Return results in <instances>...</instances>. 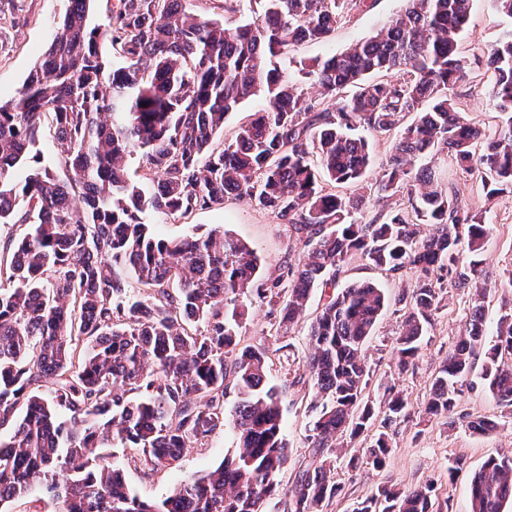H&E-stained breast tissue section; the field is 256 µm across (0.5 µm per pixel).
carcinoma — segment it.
<instances>
[{
    "instance_id": "obj_1",
    "label": "carcinoma",
    "mask_w": 512,
    "mask_h": 512,
    "mask_svg": "<svg viewBox=\"0 0 512 512\" xmlns=\"http://www.w3.org/2000/svg\"><path fill=\"white\" fill-rule=\"evenodd\" d=\"M90 2L68 0L23 89L0 101V224L27 225L0 240V427H11L0 440V509L38 484L60 512H263L289 458L288 388L305 378L316 390L310 460L285 495L288 512H320L340 490L336 449L372 425L365 352L389 306L374 283L336 288L343 265L358 256L410 276L396 339L401 371L448 289L486 296L492 225L460 203L432 161L451 156L489 200L512 193V32L487 56L499 113L491 131L453 97L468 78L460 35L472 0H404L368 39L300 61L298 44L326 41L374 0H211L220 19L194 13L191 0H115L102 29L89 27ZM245 3L251 18L229 21ZM102 35L120 66L104 61ZM293 64L318 95L290 79ZM259 92L266 107L213 147L226 116ZM46 122L63 180L27 166ZM358 130L391 138L376 177ZM133 152L146 189L128 174ZM364 189L382 204L368 221L357 217ZM229 197L294 228L304 245L297 267L263 281L256 251L219 228L176 239L151 231L156 214ZM316 288L328 295L308 331L303 374L270 386L266 350L239 346L238 328L256 296L276 331L288 332ZM482 309L474 306L438 369L429 418L457 406L481 347L482 379L512 410V313L489 341ZM198 322L205 331L194 330ZM382 401L384 422L407 417L396 386L383 388ZM226 425L236 454L159 502L132 494L104 453L108 444L129 448L154 471ZM390 451L381 432L349 465L380 468ZM432 491L429 481L403 491L380 485L351 512H434ZM508 501L512 455L490 457L471 477L470 512H503Z\"/></svg>"
}]
</instances>
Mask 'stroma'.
<instances>
[{
  "instance_id": "stroma-1",
  "label": "stroma",
  "mask_w": 512,
  "mask_h": 512,
  "mask_svg": "<svg viewBox=\"0 0 512 512\" xmlns=\"http://www.w3.org/2000/svg\"><path fill=\"white\" fill-rule=\"evenodd\" d=\"M402 6L403 0H376L370 10L351 14L339 22L327 42L299 45L295 55L310 58L338 53L351 43L370 37ZM66 8L67 0H0V99L9 100L21 90L29 72L54 39ZM510 30L512 20L497 14L493 0H472L470 20L461 35L464 55L471 65L470 79L455 88L454 99L460 111L489 127L496 122V111L488 94L492 72L485 57L488 48ZM437 166L445 182L458 189L461 202L484 211L494 226L486 257L498 282L483 303L486 331L491 334L501 313L512 308V194L486 199L475 178L458 170L451 158L440 157ZM217 227L251 245L263 260L262 275L266 278L277 277L286 265L297 264L302 252L290 225L239 199H229L223 206L186 215L160 214L153 219L154 232L163 238L201 234ZM364 280L378 284L391 299L368 347L371 371L367 390L374 397L381 384L395 382L406 395L408 417L390 425L375 419L373 432L387 433L393 446L383 467L352 468L346 458L337 459L335 477L340 491L324 504L323 512H350L355 501L380 484L405 489L429 479L435 482L434 502L439 512H470L469 474L489 457L512 452V419L504 417L496 398L476 373L469 378L472 390L466 391L448 419L427 422L420 418L418 411L441 362L470 319L474 307L471 295L464 289H450L447 304L429 327L413 366L402 372L398 369L395 339L405 312L400 298L408 279L393 276L358 257L350 259L338 276L342 287ZM324 299L322 289H315L303 319L278 338L268 334L267 306L254 301L252 314L240 330V343L266 347L270 383L282 384L289 371L304 361L309 351L308 329ZM312 399L310 384L302 382L293 387L285 405L284 435L290 449L288 462L280 474L285 488L294 481L300 465L309 459L308 408ZM477 417L497 420V430L486 435L472 432L467 423ZM236 446L232 429L223 427L206 444L187 449L175 465L164 469H147L129 451H116L114 460L134 495L143 500H160L188 476L202 474L233 456ZM458 457L465 461L467 471L449 477L448 466Z\"/></svg>"
}]
</instances>
